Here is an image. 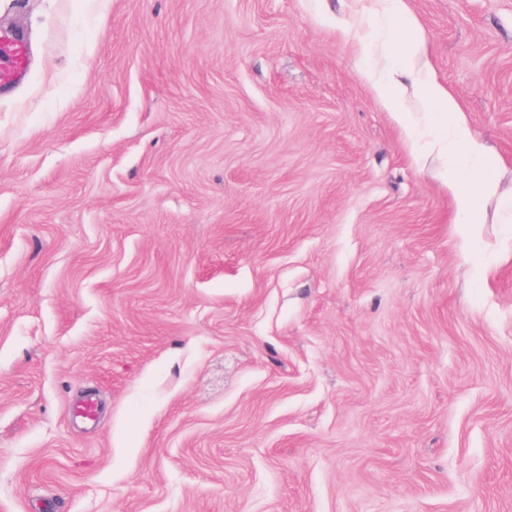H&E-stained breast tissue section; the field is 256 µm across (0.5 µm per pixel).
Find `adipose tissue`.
<instances>
[{
  "label": "adipose tissue",
  "instance_id": "ef3b65f1",
  "mask_svg": "<svg viewBox=\"0 0 512 512\" xmlns=\"http://www.w3.org/2000/svg\"><path fill=\"white\" fill-rule=\"evenodd\" d=\"M369 79L409 140L429 135L431 150L446 162L444 181L461 217L458 231L463 238H471L483 222L476 197L498 193L493 176L497 156L472 131L451 92L430 70L394 60L372 68Z\"/></svg>",
  "mask_w": 512,
  "mask_h": 512
}]
</instances>
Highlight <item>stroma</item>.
<instances>
[{"label":"stroma","instance_id":"stroma-1","mask_svg":"<svg viewBox=\"0 0 512 512\" xmlns=\"http://www.w3.org/2000/svg\"><path fill=\"white\" fill-rule=\"evenodd\" d=\"M405 2L512 196V0ZM379 8L0 0V512H512V213L461 244ZM27 64L25 45L8 35H0V82L22 80L27 72Z\"/></svg>","mask_w":512,"mask_h":512}]
</instances>
